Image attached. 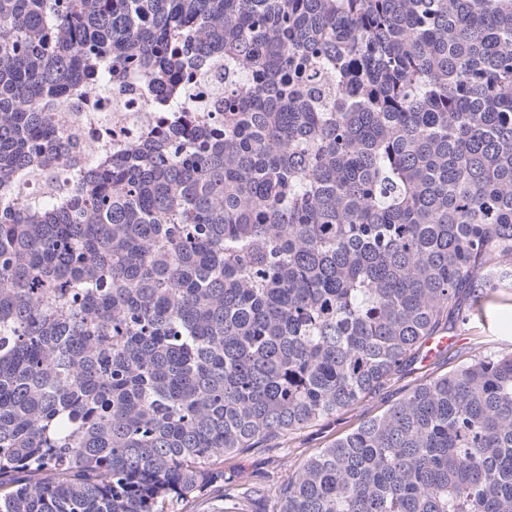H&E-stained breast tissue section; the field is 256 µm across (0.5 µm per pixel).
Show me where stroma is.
Returning <instances> with one entry per match:
<instances>
[{"instance_id":"obj_1","label":"stroma","mask_w":512,"mask_h":512,"mask_svg":"<svg viewBox=\"0 0 512 512\" xmlns=\"http://www.w3.org/2000/svg\"><path fill=\"white\" fill-rule=\"evenodd\" d=\"M511 351L512 334L477 331L457 338L440 356L414 363L394 374L379 390L366 397L353 410L338 420L324 423L300 433L276 438L224 458V466L257 482L271 475H287L309 455L324 448L337 435L356 426L363 419L381 414L409 389L435 374H444L459 367L474 355L478 347Z\"/></svg>"}]
</instances>
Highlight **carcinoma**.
Instances as JSON below:
<instances>
[{
    "label": "carcinoma",
    "instance_id": "1",
    "mask_svg": "<svg viewBox=\"0 0 512 512\" xmlns=\"http://www.w3.org/2000/svg\"><path fill=\"white\" fill-rule=\"evenodd\" d=\"M192 57L223 111L176 106ZM136 69L166 121L70 162ZM512 290V0H0V512H252L224 455L336 419ZM277 512H512V351L336 437Z\"/></svg>",
    "mask_w": 512,
    "mask_h": 512
}]
</instances>
